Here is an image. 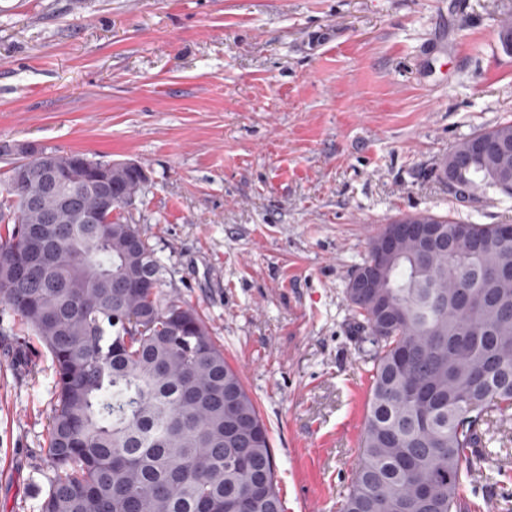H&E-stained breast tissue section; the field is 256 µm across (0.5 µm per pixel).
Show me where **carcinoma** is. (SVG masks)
<instances>
[{"instance_id": "carcinoma-1", "label": "carcinoma", "mask_w": 512, "mask_h": 512, "mask_svg": "<svg viewBox=\"0 0 512 512\" xmlns=\"http://www.w3.org/2000/svg\"><path fill=\"white\" fill-rule=\"evenodd\" d=\"M512 144V121L482 129ZM122 212L86 224L36 178H0V303L46 347L56 404L46 458L54 470L40 512H223L256 481L269 494L248 512H283L267 427L199 311L164 293L166 268L126 211L140 173L116 163ZM512 185V151L474 156L458 173L471 194ZM83 211L98 192L71 180ZM36 198L40 205L31 206ZM444 225L445 250L405 236L382 292L389 313L350 303L372 347L363 437L341 512H462L464 479L481 469V427L512 417V242L496 224ZM51 234V267L14 282L6 258ZM484 296L462 307L466 294ZM249 457L236 467L234 456Z\"/></svg>"}]
</instances>
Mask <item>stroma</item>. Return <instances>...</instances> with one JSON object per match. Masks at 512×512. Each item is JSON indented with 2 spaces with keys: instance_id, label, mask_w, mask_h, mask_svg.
Masks as SVG:
<instances>
[{
  "instance_id": "1",
  "label": "stroma",
  "mask_w": 512,
  "mask_h": 512,
  "mask_svg": "<svg viewBox=\"0 0 512 512\" xmlns=\"http://www.w3.org/2000/svg\"><path fill=\"white\" fill-rule=\"evenodd\" d=\"M512 0H0V142L148 174L132 216L269 431L284 512H340L370 347L346 286L421 214L512 221L454 195L443 156L512 120ZM0 304V512H40L55 369ZM466 512H512V420L485 425Z\"/></svg>"
}]
</instances>
